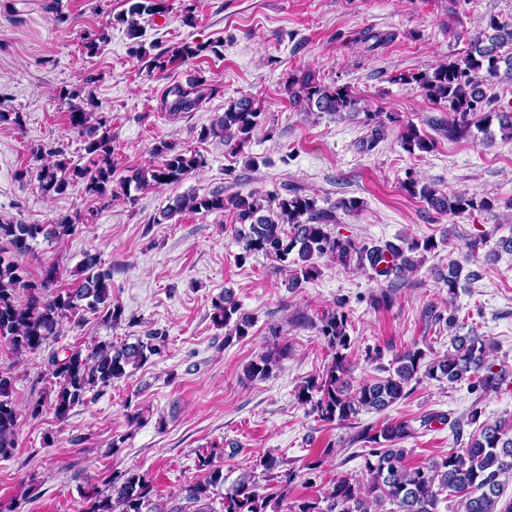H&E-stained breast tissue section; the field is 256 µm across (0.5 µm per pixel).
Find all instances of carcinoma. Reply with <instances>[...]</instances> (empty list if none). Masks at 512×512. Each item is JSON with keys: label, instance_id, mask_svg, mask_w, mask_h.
I'll return each mask as SVG.
<instances>
[{"label": "carcinoma", "instance_id": "obj_1", "mask_svg": "<svg viewBox=\"0 0 512 512\" xmlns=\"http://www.w3.org/2000/svg\"><path fill=\"white\" fill-rule=\"evenodd\" d=\"M130 6L117 21L127 25L130 37L140 38V19L162 12L161 0H129ZM512 46V28L489 19L485 27L469 39L466 54L443 62L431 70L407 76L403 81L414 82L431 104L448 112V117L433 122L438 136L460 140L471 134L477 114L489 104L485 87L503 76L512 81V54L502 48ZM205 50L202 45L180 43L158 53L154 67L185 62ZM291 104L305 112L360 114L359 98L345 86H328L315 75H291L287 84ZM168 94L174 99L168 106L172 114L192 112L202 105L208 94L199 87L185 89L174 86ZM262 112L249 96L230 101L224 112L201 133V139L218 138L230 151H238L251 141L258 128ZM499 120V131L512 139V116L488 112L481 118L486 143H492L493 118ZM390 114L365 113L370 134L360 142V148L369 152L387 135ZM70 125L84 137V151L88 164L72 166L58 160L47 162L38 170V180L45 194H62L69 185L81 180L85 191L97 197L128 195L130 183L143 190L150 187L178 185L205 163L198 153L180 150L171 142L160 141L153 154L160 162L139 169L131 182H119L114 188L113 138L108 119L93 118V113L79 107L70 112ZM401 148L413 154L428 153L436 140L408 123L398 134ZM404 191L420 198L429 209L439 215L460 214L481 207L491 210L494 201L484 198L475 201L467 194L448 192L430 183L410 177L402 183ZM361 207L356 199L341 198L331 207L318 206L314 195L289 190L286 194L253 190L224 196L214 190L206 195L195 192L179 195L166 215L179 212L222 213L232 210L240 228L235 231L238 247L236 260L243 264L253 255H263L286 268L293 266L291 286L308 281L318 275L315 260L330 257L341 265L355 266L372 271L391 283H403L419 268V253H430L438 248L436 240L406 238L402 243L378 241L368 246L352 239L332 235L329 225L336 222V211L353 212ZM79 218L59 224L0 223V252L26 255L40 237L61 239L75 231ZM463 266L456 261L448 263V274L441 277L448 295L460 288ZM84 277L71 288H54L55 268L45 269L38 279H27L24 269L15 261L0 257V338L5 340L11 353L19 358L37 351L48 339L59 333L65 322L84 320L87 313L103 314L104 321L112 324L122 320L123 308L112 303V269L100 266L98 258L86 254L83 262ZM26 292V300L17 298V291ZM213 321L238 337L248 333V318L241 313L233 295L226 291L213 303ZM348 315L338 309L322 315L319 334L335 351L326 370L299 387L297 400L311 405L313 412L325 422L350 421L361 411H382L408 395L409 384L424 377L443 379L450 383L469 381L483 391H496L509 373L494 369L488 360L491 344L479 336H455L451 349L443 358L425 361V353L408 349L395 360L394 372L378 380H365L350 391L347 376L350 362L346 350L350 349ZM162 335L150 331L136 342L117 348L107 341H99L86 348L65 347L49 354L48 369L56 379L58 389L54 396L55 417L68 418L69 412L83 404L88 395H97L105 388L127 376L128 367H140L160 353ZM286 350L272 347L246 368L250 379H265L285 357ZM482 411L475 406L468 421L477 425L468 442L460 448L409 466L404 459L407 449L400 444L415 434L407 421L386 423L379 428H364L352 437V442L369 444L364 451L366 481L361 483L350 476L336 478L331 491L320 499L288 501V488L295 474L280 470V460L267 454L254 464L252 470L242 474L229 488L224 489L223 469L215 464L216 452L201 453L197 458V471L193 479L181 489L182 503L167 506L153 500L154 490L147 474L130 470L112 479L109 492L95 491L85 497L78 512H216L215 497L222 500L221 512H267L270 503L284 505V512H439L440 496L448 493L458 498L462 512H512V501L501 504L504 481L512 475V424L506 421L482 422ZM19 411L14 400V377L0 372V458L11 456ZM266 479L265 492H259V478ZM390 508H385V505Z\"/></svg>", "mask_w": 512, "mask_h": 512}]
</instances>
